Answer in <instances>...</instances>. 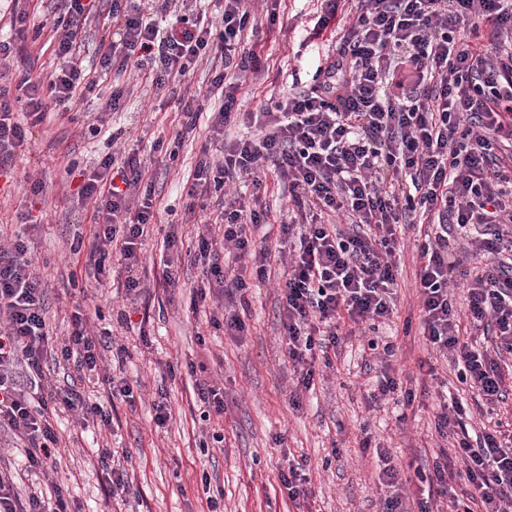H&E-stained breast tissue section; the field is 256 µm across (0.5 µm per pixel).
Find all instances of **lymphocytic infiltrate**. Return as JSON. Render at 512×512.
I'll return each instance as SVG.
<instances>
[{
	"mask_svg": "<svg viewBox=\"0 0 512 512\" xmlns=\"http://www.w3.org/2000/svg\"><path fill=\"white\" fill-rule=\"evenodd\" d=\"M203 0H64L46 36L60 65L50 73L25 70L17 84L25 99L15 106L0 84V168H7L29 128L49 122L50 105L94 94L97 82L80 61L89 28L101 32L99 65L116 78L97 124L123 111L133 92L126 74L147 70L153 86L177 93L198 63L209 65L208 85L196 108L181 112L177 139L207 115L206 142L188 174L189 198L221 190L268 171L287 181V220L279 239L289 246L281 283L285 355L297 375L289 399L300 408L313 386L314 359L331 365L343 337L356 328L377 331L396 308V254L401 226L422 218L417 231L420 334L441 355H454L456 378L481 401L488 425L469 432L462 402L441 404L435 429L450 440L466 466L464 496L449 495L447 460L435 461L428 482L462 512H512V436L497 407L512 397V0H358L360 9L341 29L303 88L243 112L238 98L247 76L267 69L253 0H224L208 16ZM173 17L160 33L150 13ZM252 135L227 136L236 125ZM92 209L84 267L94 279L120 271L127 296L146 287L140 275L141 240L160 204L146 159L134 148L100 159L76 196ZM221 238L199 236L182 247L163 239L165 281L180 285L179 265L190 258L202 273L191 310L210 304L211 328L243 335L247 294L265 282L273 257L268 209L234 198L215 211ZM35 227L23 225L9 249H0V432L20 445L32 476L57 461L53 419L72 412L82 426H110L107 407L90 401L80 382L99 374L109 399L134 403L126 381L102 374L101 339L75 305L71 331L54 339L48 294L30 257ZM231 249L238 268L225 267ZM463 284L458 309L453 285ZM487 330L476 346L468 329ZM73 369L65 385H44V365ZM28 384L18 380V367ZM0 512H71L67 489L44 496L37 487L18 492L0 469Z\"/></svg>",
	"mask_w": 512,
	"mask_h": 512,
	"instance_id": "f902f5d3",
	"label": "lymphocytic infiltrate"
}]
</instances>
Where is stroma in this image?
<instances>
[{
	"mask_svg": "<svg viewBox=\"0 0 512 512\" xmlns=\"http://www.w3.org/2000/svg\"><path fill=\"white\" fill-rule=\"evenodd\" d=\"M260 26L265 34L268 69L253 82L245 110L278 95L292 73L312 71L319 55L328 50L324 36L315 35L316 0H258ZM207 78L206 67L196 69L186 82L182 101L167 90L141 84L127 111L112 114L101 133L88 126L97 105L75 102L57 109L51 123L30 129L13 169L0 173V242L9 243L19 231L28 208L42 216L31 245V258L49 294V324L54 336L70 332V314L76 301L99 309L92 318L101 333L104 371L126 380L141 398L136 405L108 402L103 385L85 382L91 401L111 403L112 427L90 431L80 428L69 413H60L55 426L61 453L54 469L41 481L44 494L64 486L73 512H208L201 483L209 477L212 488L224 495V512H381L384 487L373 452L361 449L363 439L386 448L394 463L413 464L430 471L441 438L435 429L434 408L441 387L471 401L468 388L457 382L451 360L434 358L417 331H405L406 319H418L415 288L416 252L413 232H406L397 275V310L380 326L379 339L393 343L392 372L413 388V405L389 401L369 406L367 396L379 374L374 351L363 336L345 337L335 366L320 369L314 384L302 394L301 409H293L289 393L294 373L284 355L279 319L278 282L284 269L273 264L268 281L253 288L243 335L223 331L208 334L205 312L189 309L193 288L201 274L190 262L179 269L181 285L165 287L162 277V241L175 231L183 241L194 240L201 222L215 212L224 197L210 193L199 221L186 223L189 200L182 178L194 167L206 131L176 141L180 113L194 107ZM117 142H110V135ZM161 150H151L154 140ZM145 147L151 161L155 191L162 206L157 224L142 241L140 255L149 290L126 299L121 284L95 282L78 263L72 246L89 242V211L79 209L72 195L79 171L92 169L113 148ZM42 179L45 191L30 205L23 180ZM205 333L198 345L197 333ZM209 357H202V349ZM205 362L206 375L224 389V418L218 426L199 418L192 394L193 379L187 363ZM429 361L433 370L422 369ZM178 371L169 377L168 368ZM166 394L172 408L169 426L157 428L152 402ZM126 449L124 466L132 483L126 503L106 496L105 474L98 463L102 446ZM306 459L309 496L303 505L288 497L278 474L290 460Z\"/></svg>",
	"mask_w": 512,
	"mask_h": 512,
	"instance_id": "obj_1",
	"label": "stroma"
}]
</instances>
